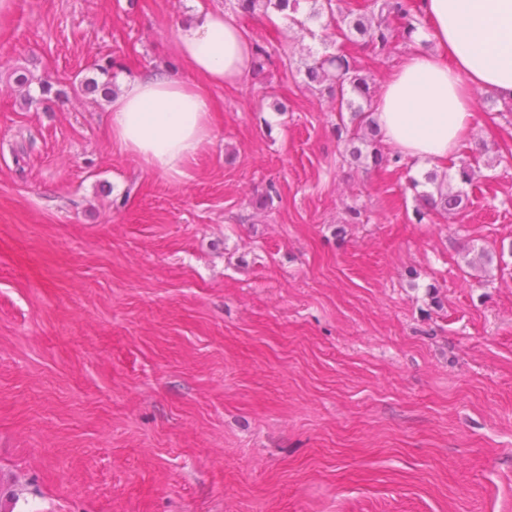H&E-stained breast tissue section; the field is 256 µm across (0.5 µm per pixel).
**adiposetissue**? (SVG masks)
Instances as JSON below:
<instances>
[{"label":"adipose tissue","mask_w":512,"mask_h":512,"mask_svg":"<svg viewBox=\"0 0 512 512\" xmlns=\"http://www.w3.org/2000/svg\"><path fill=\"white\" fill-rule=\"evenodd\" d=\"M415 11L435 49L403 57L374 119L408 162L435 164L473 129V88L512 99V0H416ZM176 49L197 83L163 72L124 79L109 107L113 139L167 175L183 174L211 136L207 88L239 85L252 72V42L219 9L197 8L179 23Z\"/></svg>","instance_id":"adipose-tissue-1"}]
</instances>
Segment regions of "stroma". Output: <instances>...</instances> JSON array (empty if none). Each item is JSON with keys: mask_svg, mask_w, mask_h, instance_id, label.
I'll list each match as a JSON object with an SVG mask.
<instances>
[{"mask_svg": "<svg viewBox=\"0 0 512 512\" xmlns=\"http://www.w3.org/2000/svg\"><path fill=\"white\" fill-rule=\"evenodd\" d=\"M198 3L226 6L0 0V490L37 512H512L503 98L480 90L462 146L478 185L436 167L463 210L421 221L411 166L344 158L305 85L337 48L322 20L242 17L263 73L209 88V141L162 175L83 82H195L174 44ZM432 47L344 45L376 90ZM44 80L59 98L24 107Z\"/></svg>", "mask_w": 512, "mask_h": 512, "instance_id": "stroma-1", "label": "stroma"}]
</instances>
